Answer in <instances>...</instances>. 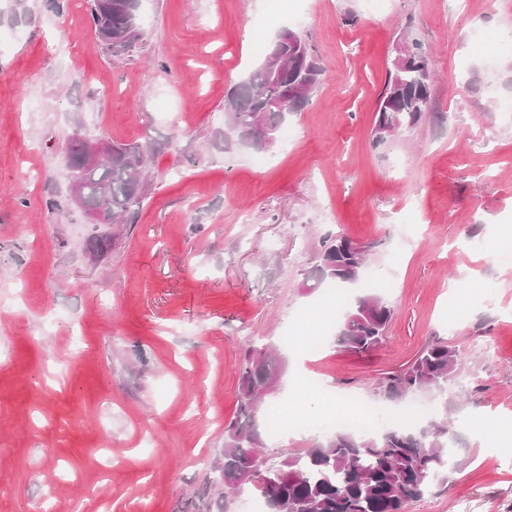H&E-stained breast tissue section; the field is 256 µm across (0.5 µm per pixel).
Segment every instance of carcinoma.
Returning <instances> with one entry per match:
<instances>
[{"label": "carcinoma", "instance_id": "1", "mask_svg": "<svg viewBox=\"0 0 512 512\" xmlns=\"http://www.w3.org/2000/svg\"><path fill=\"white\" fill-rule=\"evenodd\" d=\"M91 18L103 46L112 54L126 53L142 40L128 39L129 12L137 11L130 0H112V21L103 17L106 0H89ZM413 58L423 60L434 72L430 50L415 39L406 40ZM288 70L274 74L260 66L245 81L228 90L224 108L228 114L224 138L242 145H261L257 118L276 131L288 114L271 107L283 95L293 73L294 54ZM406 88L395 92V74L389 71L381 95L374 128L384 127L396 135L413 128L429 112L430 89L421 87L419 72L403 76ZM145 161H134L118 152L112 161L82 173L84 206L104 209L112 223L126 224L140 207L146 192ZM370 247L338 235L323 241L318 253L312 287L346 288L362 281ZM393 316L389 302L376 294L345 304L336 324V344L353 352H366L383 340ZM276 358L266 348L251 347L238 363V395L235 416L224 426L220 481L239 493L246 488L242 474L257 468L264 480L258 491L269 512H403L405 504L419 500L448 481L456 464L449 444L448 425L431 418L418 425L387 423L368 433L333 429L312 447L268 464L260 453L258 420H267V392L276 373ZM460 354L441 340L426 344L402 372L389 374L376 384L381 401L406 402L419 397L440 400L459 375Z\"/></svg>", "mask_w": 512, "mask_h": 512}]
</instances>
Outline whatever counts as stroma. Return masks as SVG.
<instances>
[{
    "label": "stroma",
    "mask_w": 512,
    "mask_h": 512,
    "mask_svg": "<svg viewBox=\"0 0 512 512\" xmlns=\"http://www.w3.org/2000/svg\"><path fill=\"white\" fill-rule=\"evenodd\" d=\"M138 18L115 56L88 0H0V512H243L214 464L247 346L279 355L275 405L330 420L434 339L463 357L444 420L486 423L406 512H512V0H139ZM287 28L323 69L295 138L225 142L229 87ZM406 34L436 56L431 112L378 143ZM77 134L148 154L131 223L72 202ZM336 234L371 246L363 285L393 306L362 353L307 285Z\"/></svg>",
    "instance_id": "1"
}]
</instances>
